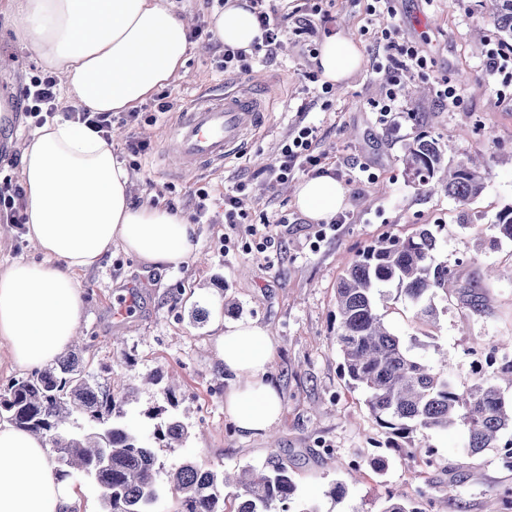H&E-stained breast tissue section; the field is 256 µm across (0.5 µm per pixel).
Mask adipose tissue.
Wrapping results in <instances>:
<instances>
[{"label":"adipose tissue","mask_w":512,"mask_h":512,"mask_svg":"<svg viewBox=\"0 0 512 512\" xmlns=\"http://www.w3.org/2000/svg\"><path fill=\"white\" fill-rule=\"evenodd\" d=\"M26 49L62 77L66 101L92 112H129L173 81L190 44L167 0H10ZM214 38L250 48L261 32L248 0H229L213 15ZM362 63L348 37L322 44L318 65L332 82ZM26 236L40 261L0 267V366L34 369L55 360L83 318L78 275L113 246L157 266L197 257L193 228L163 204L137 205L133 175L94 129L63 117L20 146ZM310 219L333 216L344 190L335 179L306 180L295 190ZM216 346L229 387L224 407L240 433H268L282 410L269 378L273 344L255 323L226 325ZM75 491L62 480L44 443L0 423V512H73Z\"/></svg>","instance_id":"adipose-tissue-1"}]
</instances>
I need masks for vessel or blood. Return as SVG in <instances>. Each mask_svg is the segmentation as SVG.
Instances as JSON below:
<instances>
[{"label": "vessel or blood", "instance_id": "1", "mask_svg": "<svg viewBox=\"0 0 512 512\" xmlns=\"http://www.w3.org/2000/svg\"><path fill=\"white\" fill-rule=\"evenodd\" d=\"M267 84L256 80L236 92L200 96L187 102L173 138L181 172L195 173L231 158L265 119Z\"/></svg>", "mask_w": 512, "mask_h": 512}]
</instances>
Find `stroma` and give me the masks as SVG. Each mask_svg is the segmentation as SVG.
<instances>
[{
  "label": "stroma",
  "instance_id": "obj_1",
  "mask_svg": "<svg viewBox=\"0 0 512 512\" xmlns=\"http://www.w3.org/2000/svg\"><path fill=\"white\" fill-rule=\"evenodd\" d=\"M4 3L0 183L18 180V144L34 129L17 106L20 91L32 77L49 72L19 44ZM487 4L390 0L398 40L415 43L428 67L403 73V84L422 92L401 97V112L387 124L372 109L385 95L388 74L378 67L384 58L381 27L367 11L368 0H274V19L286 34L273 56L250 58L245 68L227 74L219 67L223 46L199 39L180 78L158 88L137 110L113 114L119 130L113 150L135 176L134 203H161L185 216L202 256L167 269L116 246L79 277L80 353L92 371L112 370L116 388L128 393L123 422L151 435L150 413L162 408L189 430L179 447L155 443L164 470L187 460L217 471L260 468L275 454L288 464L296 500L320 512H380L392 489L427 494L433 512H483L489 497L512 491V471L500 466L499 449L477 456L465 452L464 424L429 434L426 443L435 450L429 461L387 434L361 391L343 378L334 341L335 289L343 270L374 240L404 237L429 224L442 228L436 263L473 285L479 310L454 292L437 297L439 318L426 323L392 294L379 301L380 314L457 386L469 383L476 358L512 360V243L493 249L487 235L475 231L512 205V74H493L483 65L499 41ZM339 30L357 43L364 63L347 82L330 85L319 75L317 58L325 38ZM258 75L270 85L266 123L223 166L176 175L164 148L180 120L179 104ZM442 82L456 88V104L438 99ZM165 101L170 111L159 112ZM303 126L315 127L314 153L323 173L345 190L343 222L333 229L327 221L307 218L295 203V188L314 178V170L294 169L284 182L272 173L282 146ZM424 132L451 136L448 162L482 155L488 175L481 196L462 203L412 180L402 161L404 146ZM143 140L148 147L141 151L137 144ZM364 165L369 174L361 173ZM201 188L209 199L200 222L195 201ZM228 195L247 202L241 223L224 221ZM255 226L270 240L266 251L255 247ZM130 294L134 309L117 322L113 309ZM197 309L202 317H194ZM229 322H255L271 334L270 375L283 401L272 436L242 435L224 411L228 384L215 343ZM152 374L177 379L176 403H168L160 385L145 388ZM376 456L387 460L383 472L368 465ZM336 482L347 488L339 502L328 495Z\"/></svg>",
  "mask_w": 512,
  "mask_h": 512
}]
</instances>
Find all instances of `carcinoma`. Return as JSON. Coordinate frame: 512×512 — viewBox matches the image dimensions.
I'll return each mask as SVG.
<instances>
[{
	"mask_svg": "<svg viewBox=\"0 0 512 512\" xmlns=\"http://www.w3.org/2000/svg\"><path fill=\"white\" fill-rule=\"evenodd\" d=\"M489 15L503 42L512 41V0H490ZM446 154L438 139L421 134L405 148V170L459 201L479 196L486 171L471 160L450 168ZM488 229L493 231L491 246L512 242V206L498 211ZM438 242V232L423 224L405 238L378 239L357 256L336 286V346L344 376L363 391L365 405L381 427L429 458L433 449L415 437L425 438L461 420L467 426L465 448L477 455L498 447L501 434L512 428V406L497 384L504 378L512 382V361H491L460 390L447 374L416 355L413 343L390 332L377 307L381 289L392 288L422 319H438L435 298L455 284L448 266L434 263ZM124 403L113 391L112 376L86 370L71 351L0 388V422L48 443L61 478L94 480L104 512H157L161 467L149 438L118 421ZM75 415L83 423L66 428ZM153 436L175 448L188 429L170 417L155 427ZM168 481L178 496L175 512H226L224 487L233 481L240 493L232 512H275L278 506L286 512L296 490L288 465L278 458L234 479L185 461L169 472ZM381 512L417 510L404 493L392 491Z\"/></svg>",
	"mask_w": 512,
	"mask_h": 512,
	"instance_id": "1",
	"label": "carcinoma"
}]
</instances>
